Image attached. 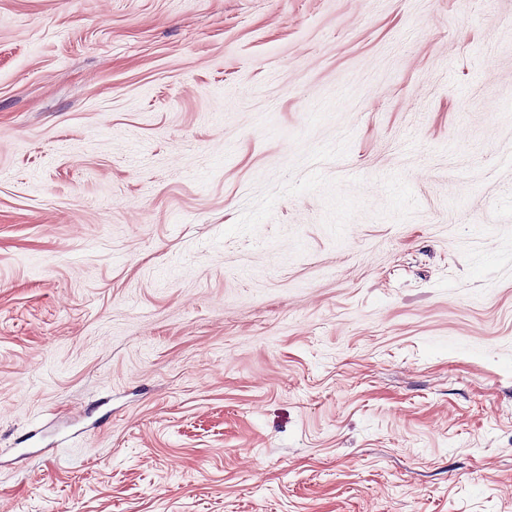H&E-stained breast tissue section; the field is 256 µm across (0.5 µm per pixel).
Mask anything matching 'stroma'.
I'll return each instance as SVG.
<instances>
[{
	"instance_id": "1",
	"label": "stroma",
	"mask_w": 512,
	"mask_h": 512,
	"mask_svg": "<svg viewBox=\"0 0 512 512\" xmlns=\"http://www.w3.org/2000/svg\"><path fill=\"white\" fill-rule=\"evenodd\" d=\"M0 512H512V0H0Z\"/></svg>"
}]
</instances>
